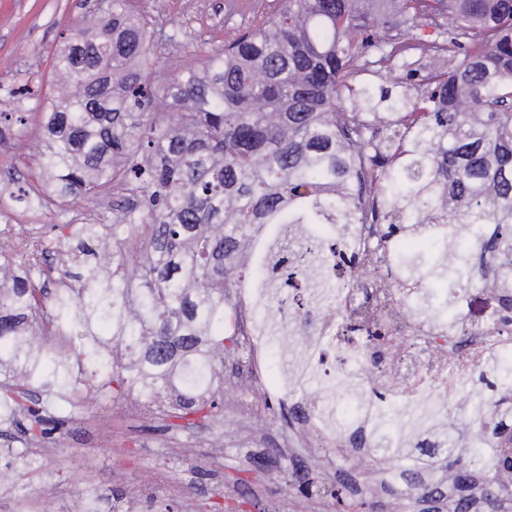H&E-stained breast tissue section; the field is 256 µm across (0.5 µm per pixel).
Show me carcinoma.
Segmentation results:
<instances>
[{"label": "carcinoma", "instance_id": "carcinoma-1", "mask_svg": "<svg viewBox=\"0 0 512 512\" xmlns=\"http://www.w3.org/2000/svg\"><path fill=\"white\" fill-rule=\"evenodd\" d=\"M422 21L441 39L415 37ZM176 44L136 0H101L54 54L48 82L71 90L41 113L39 178L59 205H120L110 224L55 225L77 272L37 234L0 250V406L27 421L20 459L140 379L174 428L221 416L208 380L238 351L231 290L275 281L238 245L268 224L446 227L445 247L492 224L445 269L394 259L512 292V0H283L175 66ZM416 50L427 73L374 126L359 74Z\"/></svg>", "mask_w": 512, "mask_h": 512}]
</instances>
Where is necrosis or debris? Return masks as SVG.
<instances>
[{
	"mask_svg": "<svg viewBox=\"0 0 512 512\" xmlns=\"http://www.w3.org/2000/svg\"><path fill=\"white\" fill-rule=\"evenodd\" d=\"M398 245L381 242L370 224H337L317 242L290 244L278 254L281 269L301 272L324 256L355 251L372 252L371 266H339L331 269L332 289L317 294L306 288H282L279 309L283 327L288 328L289 357L302 359L321 379L324 389L311 397L299 391L291 378L276 388L264 382L269 336L264 312L268 291L238 288L237 300L246 307L243 334L239 338L245 360L243 377L213 378V387L224 391L241 413L250 406L246 390H261L267 403H275L299 418L307 432L327 447H341L357 466L385 462V473L397 476L393 448L399 447L407 432L417 431L424 422H438L448 416V393L472 371L489 365H512V339L503 336L492 308L480 321L471 322L466 305L469 289L452 288L448 302L459 323L468 325V335L439 330L421 317V288H404L403 275L393 254ZM378 327V335L359 336L349 323ZM349 380L344 397H337L336 379ZM395 405L406 406L416 416L403 426L380 425L379 417ZM470 419L478 431L471 440L478 448L477 468L485 474L496 469L497 449L493 437L483 430L485 423L500 417L490 400L471 396L467 401Z\"/></svg>",
	"mask_w": 512,
	"mask_h": 512,
	"instance_id": "necrosis-or-debris-1",
	"label": "necrosis or debris"
}]
</instances>
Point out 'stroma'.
I'll return each instance as SVG.
<instances>
[{"instance_id": "1", "label": "stroma", "mask_w": 512, "mask_h": 512, "mask_svg": "<svg viewBox=\"0 0 512 512\" xmlns=\"http://www.w3.org/2000/svg\"><path fill=\"white\" fill-rule=\"evenodd\" d=\"M226 0H140L148 13H161L169 29L177 31L196 50L223 46L232 33L252 24L251 9H227ZM86 0H0V83L14 96L0 98V112L29 111L22 131L13 132L0 146V182L34 181L38 158L30 146L41 136L40 119L32 110L48 90L44 79L66 30L89 12ZM82 217L88 224H108L111 214L94 202L61 211L47 205L24 207L0 200V229L24 237L38 227L55 241L54 225ZM187 454H180L182 445ZM318 448L296 428L293 416L276 405L267 406L261 420L224 410L219 423L194 432L167 428L165 422L130 414L123 401H90L80 420L69 421L56 444L35 449L39 473L21 480L13 491L0 490V512H35L56 488L83 492L93 489L101 512H112L113 500H133L136 512H150L146 499L135 492L150 465L170 454L174 464L167 494L174 512H216L225 495L248 502L251 512H339L326 488L340 487L350 502L371 504L375 512H455L457 498L474 500L476 512H488V500L501 501V512H512L502 481L472 471L459 483L455 468L446 466L445 451L429 450L419 465L409 467L401 481L385 482L381 471L360 472L336 459L327 471L311 468ZM267 467H252L256 457Z\"/></svg>"}]
</instances>
